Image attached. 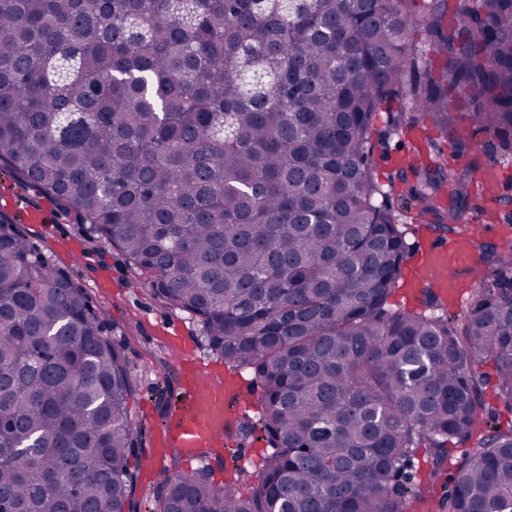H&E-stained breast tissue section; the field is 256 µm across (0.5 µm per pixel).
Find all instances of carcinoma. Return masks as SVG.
Here are the masks:
<instances>
[{
  "mask_svg": "<svg viewBox=\"0 0 512 512\" xmlns=\"http://www.w3.org/2000/svg\"><path fill=\"white\" fill-rule=\"evenodd\" d=\"M440 68L419 70L414 33ZM512 153V0H0V163L118 248L261 388L247 495L168 470L156 512H512V247L462 314L395 308L406 225L512 221L441 162L374 177L380 113ZM84 288L0 219V512H134L133 368Z\"/></svg>",
  "mask_w": 512,
  "mask_h": 512,
  "instance_id": "cac0c4a2",
  "label": "carcinoma"
}]
</instances>
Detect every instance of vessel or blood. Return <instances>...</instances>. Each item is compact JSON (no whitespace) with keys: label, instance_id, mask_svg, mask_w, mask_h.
<instances>
[{"label":"vessel or blood","instance_id":"obj_1","mask_svg":"<svg viewBox=\"0 0 512 512\" xmlns=\"http://www.w3.org/2000/svg\"><path fill=\"white\" fill-rule=\"evenodd\" d=\"M476 264L468 238H459L450 245L438 241L428 246L421 274L433 277L439 291L447 295L454 288L452 272ZM227 405V390L203 382L199 374H191L179 395L171 424L162 433L163 443L178 448H199L213 443L223 433Z\"/></svg>","mask_w":512,"mask_h":512}]
</instances>
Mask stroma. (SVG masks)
Masks as SVG:
<instances>
[{
    "mask_svg": "<svg viewBox=\"0 0 512 512\" xmlns=\"http://www.w3.org/2000/svg\"><path fill=\"white\" fill-rule=\"evenodd\" d=\"M0 216L22 225L31 245L84 286L90 301L110 315L108 336L127 348L136 388L131 413L143 428L142 450L132 462L138 472L135 500L139 512H151L153 492L173 463H180L185 470L206 464L203 457H180L175 447L160 445V432L170 421L185 383L181 371L187 361L200 364L214 382L235 373L242 378L232 409L236 424L224 437L225 447L231 448L238 460L210 467L217 485L230 483L239 491H248L267 449L266 442L246 431L247 424L258 417L260 397L250 370L233 371L208 348L194 315L164 306L146 280L129 267L121 251L92 242L75 213L62 209L53 198L3 166Z\"/></svg>",
    "mask_w": 512,
    "mask_h": 512,
    "instance_id": "obj_1",
    "label": "stroma"
}]
</instances>
